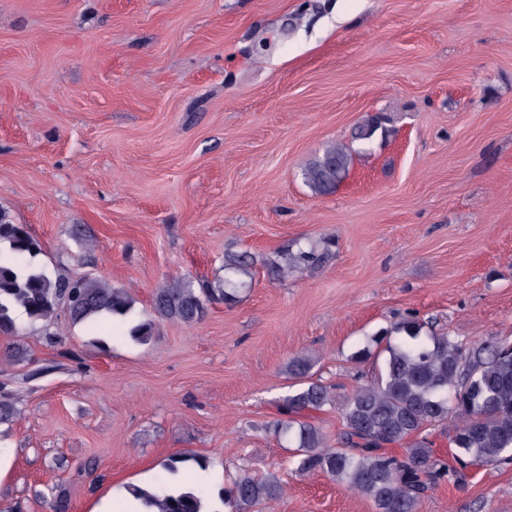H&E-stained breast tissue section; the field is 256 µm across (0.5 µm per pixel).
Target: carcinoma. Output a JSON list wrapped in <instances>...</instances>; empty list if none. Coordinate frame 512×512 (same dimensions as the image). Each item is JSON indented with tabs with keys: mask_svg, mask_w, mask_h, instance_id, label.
Returning a JSON list of instances; mask_svg holds the SVG:
<instances>
[{
	"mask_svg": "<svg viewBox=\"0 0 512 512\" xmlns=\"http://www.w3.org/2000/svg\"><path fill=\"white\" fill-rule=\"evenodd\" d=\"M379 131L386 132L383 117L375 115L358 126L355 139L370 141ZM352 161L348 146L333 143L305 167L304 182L315 194H330L346 179ZM333 244L325 238L307 247L286 245L276 253L270 271L281 280L319 266L329 258ZM41 251L26 225L0 212V334H15L18 312L47 324L63 307L75 323L128 321V336L145 344L152 338L155 319L194 325L206 315L207 304L237 303L254 276L252 254L229 250L224 254V278L208 284L174 278L154 293L153 317L134 320L128 289L90 275L72 277L61 269L49 273L37 261ZM372 343L386 353L378 379L354 388L347 397L343 428L332 445L312 421V414L332 401V388L311 378V357L288 358L285 372L292 391L272 429L290 448L296 470L331 477L370 499L375 512H420L427 491L459 484L472 467L512 461L508 342L489 337L467 346L410 316L378 331L354 357H371ZM18 416V399L9 391L1 393L0 425H12ZM444 424L452 427V466L422 437L426 428ZM189 463L207 470V461L195 456L172 458L163 469L177 475ZM128 492L145 512H218L198 482L166 478L153 489L132 485ZM283 496L277 481L242 469L219 494V503L227 512H252L257 506L272 507Z\"/></svg>",
	"mask_w": 512,
	"mask_h": 512,
	"instance_id": "obj_1",
	"label": "carcinoma"
}]
</instances>
